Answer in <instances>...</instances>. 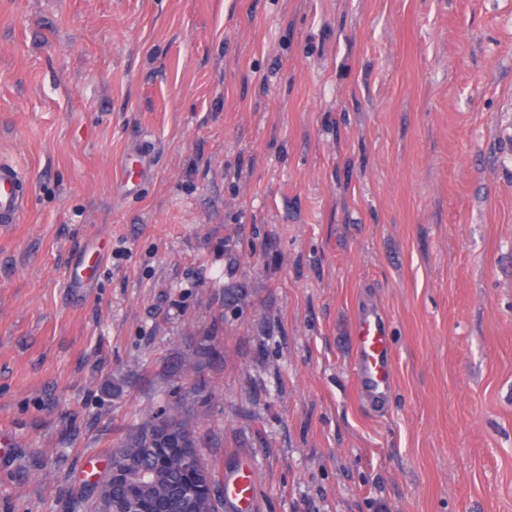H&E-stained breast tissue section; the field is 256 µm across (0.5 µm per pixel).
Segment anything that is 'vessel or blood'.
Segmentation results:
<instances>
[{
    "mask_svg": "<svg viewBox=\"0 0 512 512\" xmlns=\"http://www.w3.org/2000/svg\"><path fill=\"white\" fill-rule=\"evenodd\" d=\"M30 199L29 183L23 173L13 164L0 163V224L18 223L28 210ZM353 332L354 374L367 397L383 401L393 383V357L386 323L378 312L367 310L356 317Z\"/></svg>",
    "mask_w": 512,
    "mask_h": 512,
    "instance_id": "obj_1",
    "label": "vessel or blood"
}]
</instances>
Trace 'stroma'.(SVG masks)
Segmentation results:
<instances>
[{
	"instance_id": "35a3bbf8",
	"label": "stroma",
	"mask_w": 512,
	"mask_h": 512,
	"mask_svg": "<svg viewBox=\"0 0 512 512\" xmlns=\"http://www.w3.org/2000/svg\"><path fill=\"white\" fill-rule=\"evenodd\" d=\"M0 160V512L176 406L256 512H512V0H0ZM31 193L29 183L17 166L0 163V224H17L28 210ZM353 332L354 374L367 397L383 401L393 383V357L386 323L377 311L367 310L356 317Z\"/></svg>"
}]
</instances>
